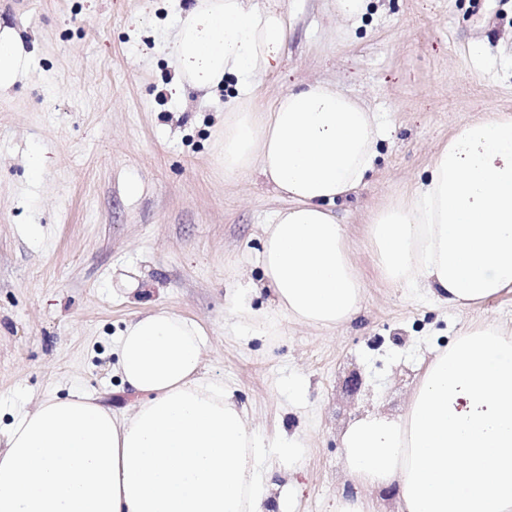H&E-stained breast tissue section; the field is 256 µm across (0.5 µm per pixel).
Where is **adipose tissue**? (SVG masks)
Listing matches in <instances>:
<instances>
[{
	"instance_id": "obj_1",
	"label": "adipose tissue",
	"mask_w": 512,
	"mask_h": 512,
	"mask_svg": "<svg viewBox=\"0 0 512 512\" xmlns=\"http://www.w3.org/2000/svg\"><path fill=\"white\" fill-rule=\"evenodd\" d=\"M281 7L195 0L176 34L182 79L239 80L224 105V170H256L289 205L263 227L258 262L277 307L333 329L360 309L362 279L329 206L372 169L382 133L372 112L316 83L261 112L257 76L288 40ZM382 280L416 285L453 308L512 291V115L460 126L428 176L373 212ZM195 320L138 315L118 341L117 371L137 395L120 414L80 390L41 401L0 438V512H265V442L245 410L201 371ZM357 485L396 486L395 512H512V335L470 324L419 366L406 413L369 415L342 435Z\"/></svg>"
}]
</instances>
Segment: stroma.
Masks as SVG:
<instances>
[{
	"label": "stroma",
	"mask_w": 512,
	"mask_h": 512,
	"mask_svg": "<svg viewBox=\"0 0 512 512\" xmlns=\"http://www.w3.org/2000/svg\"><path fill=\"white\" fill-rule=\"evenodd\" d=\"M190 2L0 0V29L26 53L0 92V433L75 388L127 411L136 396L116 372L117 339L164 308L204 327L203 372L270 443L267 512H336L361 492L342 470L344 429L370 412L402 416L421 360L463 325L512 333L511 291L462 310L384 282L368 226L453 129L512 114V0H370L348 22L334 0H280L293 22L280 68L261 78L262 106L325 82L385 131L365 187L332 207L364 284L359 314L333 330L290 321L263 282L262 227L287 200L258 172L224 170L236 78L171 94ZM291 436L304 442L292 457L280 447Z\"/></svg>",
	"instance_id": "1"
}]
</instances>
